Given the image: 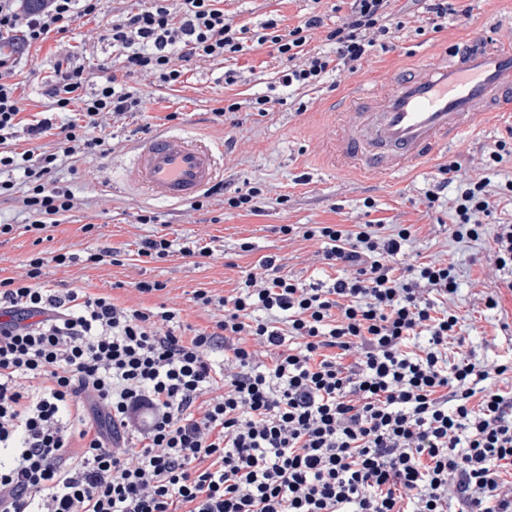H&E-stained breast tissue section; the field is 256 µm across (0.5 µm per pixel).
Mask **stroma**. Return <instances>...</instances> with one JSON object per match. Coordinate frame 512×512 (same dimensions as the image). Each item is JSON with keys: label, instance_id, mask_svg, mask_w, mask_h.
<instances>
[{"label": "stroma", "instance_id": "stroma-1", "mask_svg": "<svg viewBox=\"0 0 512 512\" xmlns=\"http://www.w3.org/2000/svg\"><path fill=\"white\" fill-rule=\"evenodd\" d=\"M469 16H449L441 31H417L415 23L393 29L387 39L377 42L354 74L328 76L313 90L283 88L278 82V64L268 50L240 56L233 68L241 73L236 85L224 83V65L216 62L191 64L185 87L177 91L159 88L152 78L137 76L131 83L153 97L151 122L142 117L110 118L106 121L109 149L95 158H75L66 162L57 176L70 185L74 207L63 224L48 228L43 241L25 231V214L20 203L0 204V220L13 223L12 234L0 237V275L22 273L33 256H48L64 250L77 256L86 251L112 246L125 251L124 264L85 263L59 268L47 264L44 278L67 288H88L114 295L128 306L166 304L176 309L183 324L202 328L209 325L208 312L191 300L194 290L208 288L216 293L233 288L235 282L252 272L265 255L284 257L291 275L305 284L330 287L335 270L325 265L323 247L299 238L283 240V224H412L414 241L405 247L408 258L421 262L442 259L457 272L458 292L449 305L467 324L464 355L488 362L512 357V269H498L488 236L477 240L457 239L448 228L455 222V186H448L437 201H429L427 191L439 180V167L451 160L462 162L459 182L486 178L492 191L501 192L499 206L481 215L489 233L497 225L512 224V196L504 194L512 180V156L495 163L490 154L496 141L506 137L507 125L470 135L456 147L447 148L427 169L391 178H352L347 172L323 163L325 143L335 137L352 114L345 108L349 95L357 89L381 86L388 69L411 66L426 57L451 51L456 40L471 34H485L495 43H512V0H463ZM234 23L256 27L276 18L294 25L315 12L326 23H340L349 6L344 0H228ZM96 23L73 24L64 39H49L42 47L31 48L20 65L19 81L27 99L28 113L43 111V79L69 47L87 45L90 53L83 64L91 74L101 65L111 64L110 43L99 39ZM258 95L276 98L268 116L240 111L224 118L213 111L225 99H250ZM175 120H168V113ZM168 130L198 136L224 149V182L263 189L268 206L257 215L225 205L223 196H213L203 209L190 204H171L125 193L122 178L130 163V150L143 140L146 131ZM158 216V224H139L138 211ZM168 234L177 241L204 238L214 255L206 263L174 255L162 261L141 262L134 251L139 239L155 233ZM250 251H242V243ZM140 280L160 281L163 291L139 294L133 288ZM499 292L500 306L490 310L487 295Z\"/></svg>", "mask_w": 512, "mask_h": 512}]
</instances>
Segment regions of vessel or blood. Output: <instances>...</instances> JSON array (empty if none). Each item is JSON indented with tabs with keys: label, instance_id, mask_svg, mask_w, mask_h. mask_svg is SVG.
<instances>
[{
	"label": "vessel or blood",
	"instance_id": "1",
	"mask_svg": "<svg viewBox=\"0 0 512 512\" xmlns=\"http://www.w3.org/2000/svg\"><path fill=\"white\" fill-rule=\"evenodd\" d=\"M386 92L356 96L354 123L327 142L326 162L386 178L426 167L443 146L512 120V47L471 38L423 72L397 70ZM217 152L200 138L163 132L139 142L127 185L155 199L187 203L219 178Z\"/></svg>",
	"mask_w": 512,
	"mask_h": 512
}]
</instances>
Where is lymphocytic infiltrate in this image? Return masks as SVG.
<instances>
[{
	"mask_svg": "<svg viewBox=\"0 0 512 512\" xmlns=\"http://www.w3.org/2000/svg\"><path fill=\"white\" fill-rule=\"evenodd\" d=\"M395 2L351 0L340 24L314 14L253 33L224 0H133L103 28L117 64L94 76L59 60L48 115L28 119L24 51L97 20L101 0H0V199L21 196L26 231L60 224L74 195L58 167L106 154L105 115L148 114L132 76L173 91L190 64L268 45L283 87L313 86L357 70L388 35ZM22 131L31 146L20 151ZM494 205L487 181L469 183L454 236L479 239ZM280 232L322 242L343 277L309 287L264 256L227 294L195 290L212 320L186 333L175 309L45 284L47 263H76L68 252L0 277V512H512V391L495 385L512 359L449 358L465 342L448 305L454 266L405 262L410 224ZM136 254L213 250L156 233Z\"/></svg>",
	"mask_w": 512,
	"mask_h": 512,
	"instance_id": "1",
	"label": "lymphocytic infiltrate"
}]
</instances>
